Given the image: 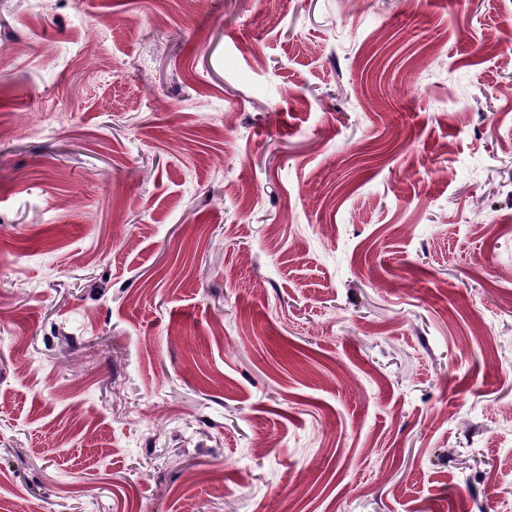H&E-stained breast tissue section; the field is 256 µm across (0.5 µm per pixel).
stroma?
I'll return each mask as SVG.
<instances>
[{
  "instance_id": "1",
  "label": "stroma",
  "mask_w": 512,
  "mask_h": 512,
  "mask_svg": "<svg viewBox=\"0 0 512 512\" xmlns=\"http://www.w3.org/2000/svg\"><path fill=\"white\" fill-rule=\"evenodd\" d=\"M512 0H0L5 512H512Z\"/></svg>"
}]
</instances>
